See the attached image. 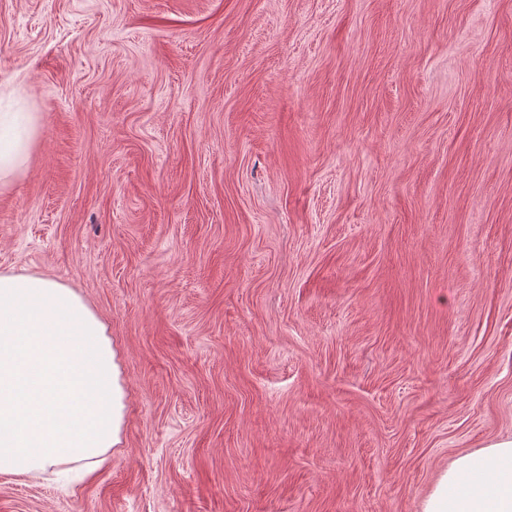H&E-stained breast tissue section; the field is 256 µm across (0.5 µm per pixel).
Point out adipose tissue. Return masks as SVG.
Wrapping results in <instances>:
<instances>
[{"mask_svg": "<svg viewBox=\"0 0 512 512\" xmlns=\"http://www.w3.org/2000/svg\"><path fill=\"white\" fill-rule=\"evenodd\" d=\"M35 112L0 113V191L26 169ZM122 391L106 327L54 277L0 272V474L89 477L106 466ZM422 512H512V438L457 457Z\"/></svg>", "mask_w": 512, "mask_h": 512, "instance_id": "obj_1", "label": "adipose tissue"}]
</instances>
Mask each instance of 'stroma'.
Segmentation results:
<instances>
[{"instance_id":"35a3bbf8","label":"stroma","mask_w":512,"mask_h":512,"mask_svg":"<svg viewBox=\"0 0 512 512\" xmlns=\"http://www.w3.org/2000/svg\"><path fill=\"white\" fill-rule=\"evenodd\" d=\"M18 110L0 271L81 290L123 409L0 512H421L512 438V0H0ZM39 134L38 113H0V191L9 189L25 171L30 149Z\"/></svg>"}]
</instances>
